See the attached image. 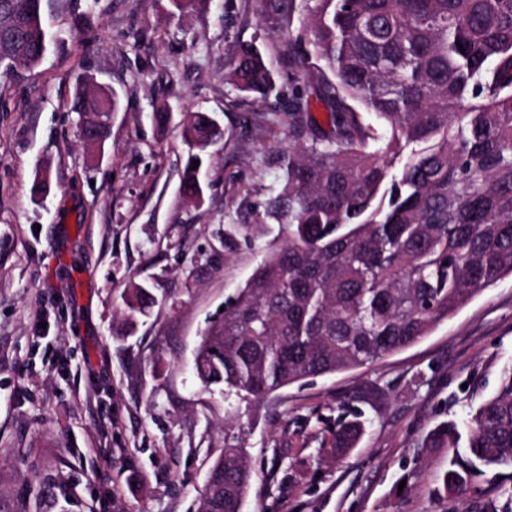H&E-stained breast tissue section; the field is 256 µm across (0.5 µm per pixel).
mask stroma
Masks as SVG:
<instances>
[{
    "instance_id": "obj_1",
    "label": "stroma",
    "mask_w": 512,
    "mask_h": 512,
    "mask_svg": "<svg viewBox=\"0 0 512 512\" xmlns=\"http://www.w3.org/2000/svg\"><path fill=\"white\" fill-rule=\"evenodd\" d=\"M61 41L33 70L0 75V512H196L225 441L245 448L244 512H512L494 469L461 497L435 494L448 451L428 443L464 420L512 364V278L476 296L412 347L354 371L254 400L204 387L194 358L207 316L283 241L265 215L289 130L224 76L237 46L276 49L259 0H45ZM120 109L103 149L69 112L79 78ZM167 107L157 131L150 115ZM216 113L224 144L202 206L179 195L183 113ZM49 191L32 199L40 169ZM157 297L129 326L121 294ZM366 431L329 455L339 416Z\"/></svg>"
}]
</instances>
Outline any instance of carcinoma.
<instances>
[{"instance_id": "1", "label": "carcinoma", "mask_w": 512, "mask_h": 512, "mask_svg": "<svg viewBox=\"0 0 512 512\" xmlns=\"http://www.w3.org/2000/svg\"><path fill=\"white\" fill-rule=\"evenodd\" d=\"M263 2L304 84L288 124L315 125L321 108L330 132L281 152L266 214L284 242L207 321L196 350L203 385L253 399L402 352L512 277V0ZM50 36L41 0H0L5 64L39 67ZM226 79L247 97L280 100L255 41L239 44ZM110 110L119 99L107 87L78 86L69 104L102 143ZM181 128L180 194L200 205L204 163L224 131L206 111L185 115ZM122 301L132 321L155 297L133 283ZM361 431L339 421L331 452L345 456ZM429 442L448 449L441 493L467 491L482 466L512 470V365L463 425L444 422ZM213 469L224 471V493L202 490L197 512H238L254 477L244 449L224 444Z\"/></svg>"}]
</instances>
